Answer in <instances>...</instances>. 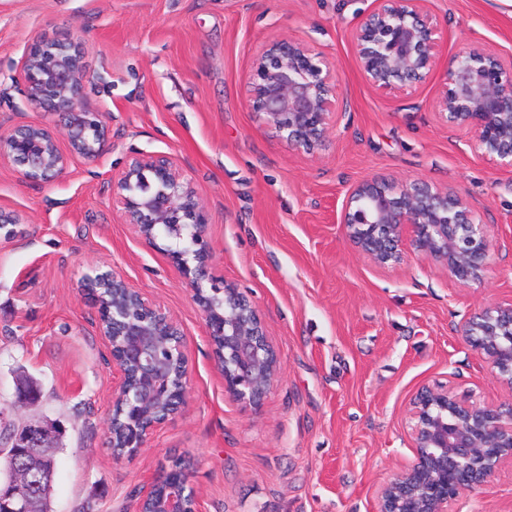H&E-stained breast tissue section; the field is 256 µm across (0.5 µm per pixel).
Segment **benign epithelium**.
Returning a JSON list of instances; mask_svg holds the SVG:
<instances>
[{"label": "benign epithelium", "instance_id": "benign-epithelium-1", "mask_svg": "<svg viewBox=\"0 0 512 512\" xmlns=\"http://www.w3.org/2000/svg\"><path fill=\"white\" fill-rule=\"evenodd\" d=\"M424 0H380L352 33L359 69L373 86L418 85L434 70L440 49ZM92 78L85 42L42 38L28 47L15 82L26 102L59 117V124H18L0 129V167L22 179L46 183L66 173L75 156L94 161L109 145L106 112L89 106ZM335 65L300 39H275L259 50L246 78V103L277 137L306 154L322 145L336 124ZM438 118L465 131L471 150L512 170V62L472 45L448 58ZM69 152L59 146V136ZM112 201L125 223L150 245L163 234L186 282L194 288L209 338L222 337L214 354L224 392L258 406L278 369L274 347L253 303L212 273L208 215L191 180L170 154L135 152L112 176ZM346 237L375 263L410 259L442 263L465 284L493 265L495 237L460 196L422 179L373 177L356 184L343 204ZM99 311V331L112 351L118 381L112 406L124 416L115 459L134 457L148 437L186 404L188 359L179 324L114 270L87 274ZM463 341L482 356L509 389L499 402L473 399L446 384L423 386L409 403L407 427L414 461L378 493L379 512H451L462 492L486 484L504 461L512 462V301L484 310L460 328ZM177 373H171L172 367ZM38 391L21 381L20 404ZM53 447L49 430L31 422L0 435V512H39L41 457ZM163 487L153 512H201L185 469L163 465L148 491Z\"/></svg>", "mask_w": 512, "mask_h": 512}]
</instances>
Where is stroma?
Masks as SVG:
<instances>
[{
    "label": "stroma",
    "instance_id": "stroma-1",
    "mask_svg": "<svg viewBox=\"0 0 512 512\" xmlns=\"http://www.w3.org/2000/svg\"><path fill=\"white\" fill-rule=\"evenodd\" d=\"M377 0H0V125L51 124L14 87L25 49L80 37L94 73L87 104L106 109L110 145L72 159L49 184L0 169V421L60 425L52 512H135L161 464L181 459L202 512H378V491L415 458L406 413L443 382L483 401L507 390L461 338L462 322L512 300V171L472 152L433 104L449 57L478 45L512 60L504 0H426L441 58L426 82L382 90L352 43ZM293 37L338 72L336 125L318 153L290 148L245 105V79L267 42ZM136 151L177 158L209 214L213 272L257 307L279 374L260 407L233 400L193 289L169 255L125 224L108 190ZM421 178L466 199L489 224L492 269L462 285L429 261L380 267L347 241L350 188ZM115 270L175 318L189 359L187 404L130 459L107 445L116 367L80 288ZM42 397L14 401L16 378ZM453 512H512L501 463Z\"/></svg>",
    "mask_w": 512,
    "mask_h": 512
}]
</instances>
